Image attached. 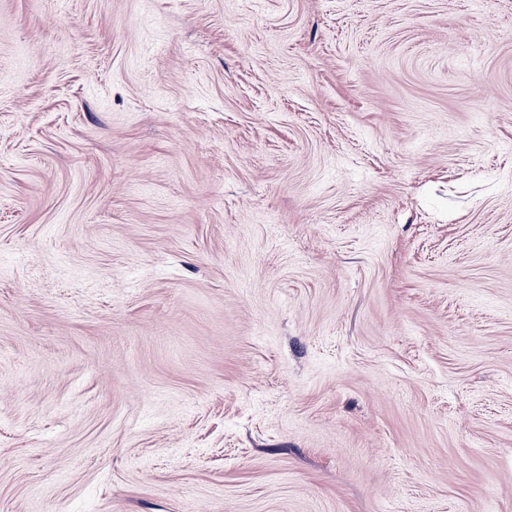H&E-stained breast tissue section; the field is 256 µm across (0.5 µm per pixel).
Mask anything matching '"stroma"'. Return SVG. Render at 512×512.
<instances>
[{"instance_id": "stroma-1", "label": "stroma", "mask_w": 512, "mask_h": 512, "mask_svg": "<svg viewBox=\"0 0 512 512\" xmlns=\"http://www.w3.org/2000/svg\"><path fill=\"white\" fill-rule=\"evenodd\" d=\"M0 512H512V0H0Z\"/></svg>"}]
</instances>
